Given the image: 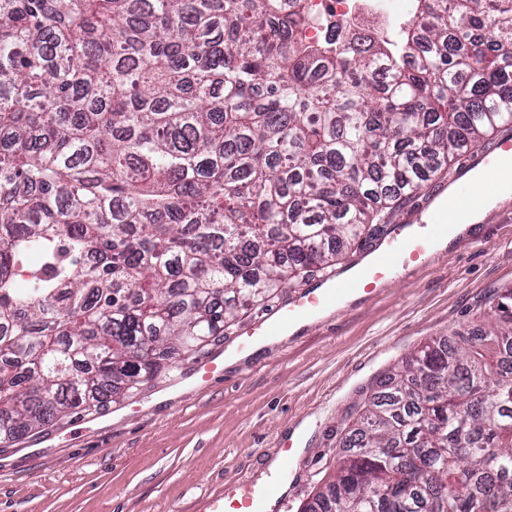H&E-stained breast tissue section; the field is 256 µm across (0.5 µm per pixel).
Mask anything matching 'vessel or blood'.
<instances>
[{
    "instance_id": "vessel-or-blood-1",
    "label": "vessel or blood",
    "mask_w": 512,
    "mask_h": 512,
    "mask_svg": "<svg viewBox=\"0 0 512 512\" xmlns=\"http://www.w3.org/2000/svg\"><path fill=\"white\" fill-rule=\"evenodd\" d=\"M466 161L473 169L512 180V139H499L490 150L477 154L466 153ZM484 189L472 180L459 176L449 180L431 199L422 224L417 229L399 228L384 237L372 252V260L361 266L350 278L327 279L323 286L304 288L290 301L282 303L272 321L262 322L259 329L243 331L238 350H245L270 336L284 332L297 321L320 311L338 306L343 299L355 292H369L409 263L422 262L431 240L438 237L450 216L463 215L476 205ZM279 471L267 483L239 484L226 487L220 494L206 497L200 502V512H285L288 499L280 486L289 476V461L281 459Z\"/></svg>"
}]
</instances>
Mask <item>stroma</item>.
I'll use <instances>...</instances> for the list:
<instances>
[{
    "label": "stroma",
    "instance_id": "obj_1",
    "mask_svg": "<svg viewBox=\"0 0 512 512\" xmlns=\"http://www.w3.org/2000/svg\"><path fill=\"white\" fill-rule=\"evenodd\" d=\"M512 286V200L381 289L224 368L206 387L167 374L96 411L0 439V512H198L262 483L286 442L302 451L287 512L336 469L356 406L425 341L482 321Z\"/></svg>",
    "mask_w": 512,
    "mask_h": 512
}]
</instances>
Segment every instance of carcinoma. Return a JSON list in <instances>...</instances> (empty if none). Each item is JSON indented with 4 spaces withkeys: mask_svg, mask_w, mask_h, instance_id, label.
<instances>
[{
    "mask_svg": "<svg viewBox=\"0 0 512 512\" xmlns=\"http://www.w3.org/2000/svg\"><path fill=\"white\" fill-rule=\"evenodd\" d=\"M0 0V437L153 380L512 119V0ZM367 395L302 512H512V288ZM313 21L305 36L309 41L333 38L336 30L356 26L370 36L384 34L392 23L391 11L385 0H310ZM375 21V27L367 25Z\"/></svg>",
    "mask_w": 512,
    "mask_h": 512,
    "instance_id": "cac0c4a2",
    "label": "carcinoma"
}]
</instances>
